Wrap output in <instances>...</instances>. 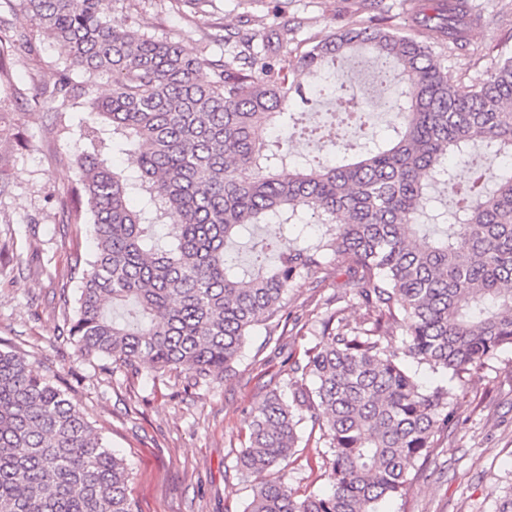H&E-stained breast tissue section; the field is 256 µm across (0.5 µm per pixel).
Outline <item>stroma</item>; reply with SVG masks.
<instances>
[{
    "mask_svg": "<svg viewBox=\"0 0 512 512\" xmlns=\"http://www.w3.org/2000/svg\"><path fill=\"white\" fill-rule=\"evenodd\" d=\"M479 20L469 31L477 53L457 56L436 49L434 60L452 85L486 78L512 52V0H472ZM361 0H293L301 26L294 43L306 48L354 20H368ZM113 15L149 36L170 39L209 54L212 23L246 29L273 23L272 0H210L172 7L170 0H111ZM16 47L0 73V348H12L36 368L54 375L130 470L134 512H243L259 476L241 478L235 468L241 439L269 388L288 387V357H302L319 339L323 321L343 308L350 323L363 320L351 306L344 276H329L288 292L286 320L258 326L227 376L187 388L176 375L102 369L70 342L60 289L77 296L74 255L90 256L86 225L63 221L60 203L80 171L72 141L89 119L82 105L50 96L63 48L43 36ZM454 423L405 498L380 512H495L497 494L512 484V354L490 359L453 404ZM293 488L321 491L326 480L315 449L299 450L288 467Z\"/></svg>",
    "mask_w": 512,
    "mask_h": 512,
    "instance_id": "35a3bbf8",
    "label": "stroma"
}]
</instances>
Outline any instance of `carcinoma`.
I'll return each mask as SVG.
<instances>
[{"instance_id": "carcinoma-1", "label": "carcinoma", "mask_w": 512, "mask_h": 512, "mask_svg": "<svg viewBox=\"0 0 512 512\" xmlns=\"http://www.w3.org/2000/svg\"><path fill=\"white\" fill-rule=\"evenodd\" d=\"M13 2L67 50L54 97L81 98L75 71L112 77L88 112L112 125L110 149L136 163L122 174L72 145L81 176L67 219L80 223L86 202L94 243L91 258L74 260L82 273L68 333L79 352L206 384L231 370L256 326L283 317L288 290L318 273L330 251L365 317L353 326L334 312L291 362L289 396L272 389L253 412L236 467L268 479L243 512H379L381 501L405 496L454 421L456 390L512 352V172L495 173L472 152L484 142L512 155V57L478 84H448L434 46L470 49L468 14L448 0H408L412 34L381 10L295 53L285 20L267 29L260 50L239 31L210 35L228 47L211 58L141 33L105 0ZM15 41L30 38L0 34L1 72L4 44ZM344 62L374 67L381 98L405 84L389 102L394 139L330 165L325 157L353 146L306 128L318 155L281 179L288 155L266 148V133L278 123L296 128L311 102L289 76L325 77L317 93L345 103L337 125H364L355 107L370 89L336 69ZM450 154L469 163L466 177L448 168ZM309 216L329 233L315 246L285 244L284 230ZM255 224L273 225L271 237L241 274L228 243ZM273 249L280 259L269 266ZM394 327L405 331L400 348ZM405 358L448 383L421 389ZM301 446L317 449L330 491L300 495L288 483ZM0 512H133L125 460L66 391L2 349Z\"/></svg>"}]
</instances>
